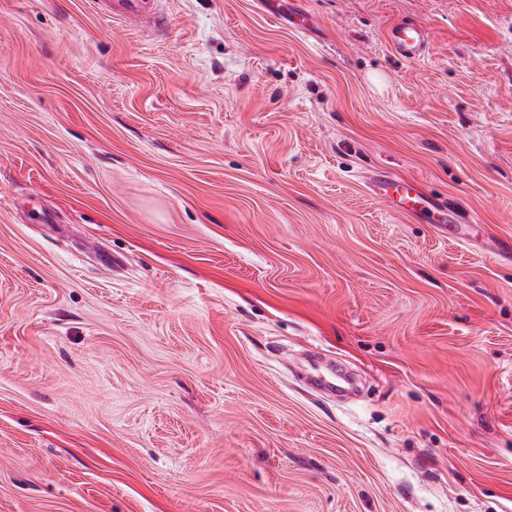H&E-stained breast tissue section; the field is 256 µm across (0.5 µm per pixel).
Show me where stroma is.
Returning a JSON list of instances; mask_svg holds the SVG:
<instances>
[{
	"label": "stroma",
	"instance_id": "stroma-1",
	"mask_svg": "<svg viewBox=\"0 0 512 512\" xmlns=\"http://www.w3.org/2000/svg\"><path fill=\"white\" fill-rule=\"evenodd\" d=\"M300 6L0 0V512H512V0ZM158 0H105L113 19L138 23L149 20L155 29L164 25L162 13L158 9ZM265 1L263 4L264 9H267L271 5L276 10L283 13V18H287L288 26L296 32L308 34L314 27L315 21L311 15L298 8L296 3L291 1L299 0H262ZM268 4V5H267ZM388 41L398 55L407 59L420 57L428 43V32L412 22H400L388 30ZM367 187L374 197L399 213L422 216L427 224H443L444 230L447 224L458 225L448 218V201L428 195L415 180L379 170L369 177Z\"/></svg>",
	"mask_w": 512,
	"mask_h": 512
}]
</instances>
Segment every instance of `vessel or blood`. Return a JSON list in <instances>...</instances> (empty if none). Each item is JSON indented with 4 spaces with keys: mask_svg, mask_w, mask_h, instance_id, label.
Returning <instances> with one entry per match:
<instances>
[{
    "mask_svg": "<svg viewBox=\"0 0 512 512\" xmlns=\"http://www.w3.org/2000/svg\"><path fill=\"white\" fill-rule=\"evenodd\" d=\"M265 2L282 12L294 31L303 34L311 32L315 21L308 12L298 8L295 0ZM107 7L114 19L123 22L147 20L156 28L163 25L157 0H108ZM387 37L396 53L407 59L420 57L428 43L426 29L412 22L394 24L389 28ZM367 187L374 197L383 199L399 213L423 217L430 224L445 225L449 222L447 201L428 195L415 180L379 170L369 177Z\"/></svg>",
    "mask_w": 512,
    "mask_h": 512,
    "instance_id": "obj_1",
    "label": "vessel or blood"
}]
</instances>
